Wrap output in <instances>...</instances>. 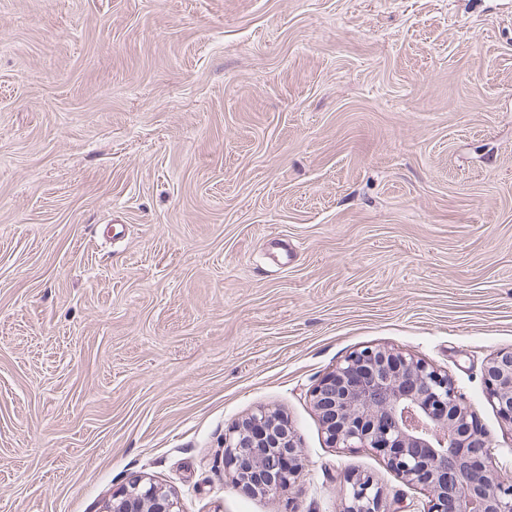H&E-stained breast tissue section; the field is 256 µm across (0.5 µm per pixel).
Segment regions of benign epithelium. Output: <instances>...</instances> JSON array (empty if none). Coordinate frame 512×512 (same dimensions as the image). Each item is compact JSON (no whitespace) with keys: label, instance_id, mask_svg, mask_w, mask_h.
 Segmentation results:
<instances>
[{"label":"benign epithelium","instance_id":"7a95c632","mask_svg":"<svg viewBox=\"0 0 512 512\" xmlns=\"http://www.w3.org/2000/svg\"><path fill=\"white\" fill-rule=\"evenodd\" d=\"M485 395L512 427V350L489 358ZM326 440L368 449L422 489V512H512V481L493 472L492 445L448 373L399 348L351 352L310 392ZM234 487L270 495L298 479L300 448L276 412L262 409L224 433ZM370 476L349 481L345 512H383ZM107 512H178L177 501L140 476L112 496Z\"/></svg>","mask_w":512,"mask_h":512}]
</instances>
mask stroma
Returning a JSON list of instances; mask_svg holds the SVG:
<instances>
[{
	"label": "stroma",
	"mask_w": 512,
	"mask_h": 512,
	"mask_svg": "<svg viewBox=\"0 0 512 512\" xmlns=\"http://www.w3.org/2000/svg\"><path fill=\"white\" fill-rule=\"evenodd\" d=\"M484 394L512 349V0H0V512H384L424 491L332 447L310 391L351 351ZM278 410L305 464L232 487ZM294 435L275 411L262 409L224 433V460L233 466L234 487L251 495H270L295 483L302 454ZM291 466L284 468V458ZM177 501L142 476L131 478L112 496L107 512H178ZM345 512H383V489L371 476H357L348 482Z\"/></svg>",
	"instance_id": "35a3bbf8"
}]
</instances>
